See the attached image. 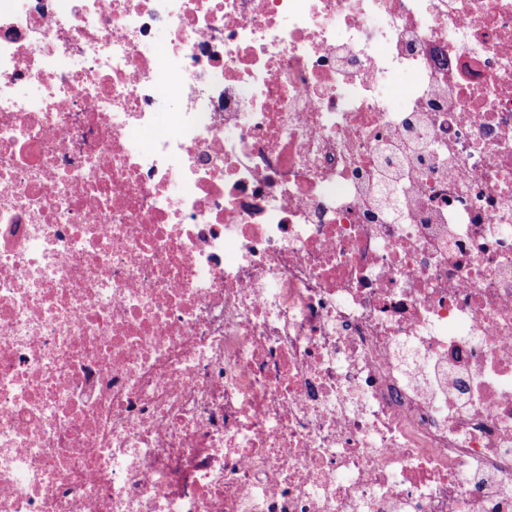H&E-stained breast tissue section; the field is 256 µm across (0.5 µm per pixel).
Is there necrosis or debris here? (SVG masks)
I'll return each mask as SVG.
<instances>
[{"label":"necrosis or debris","instance_id":"1","mask_svg":"<svg viewBox=\"0 0 512 512\" xmlns=\"http://www.w3.org/2000/svg\"><path fill=\"white\" fill-rule=\"evenodd\" d=\"M0 512H512V0H0Z\"/></svg>","mask_w":512,"mask_h":512}]
</instances>
